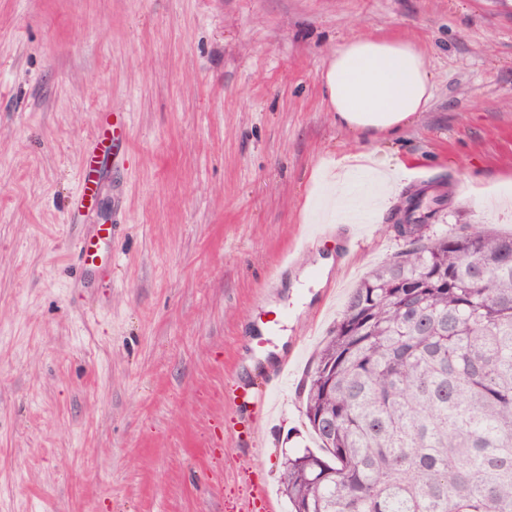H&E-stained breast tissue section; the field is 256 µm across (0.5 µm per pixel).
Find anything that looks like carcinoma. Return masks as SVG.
I'll list each match as a JSON object with an SVG mask.
<instances>
[{
    "label": "carcinoma",
    "instance_id": "carcinoma-1",
    "mask_svg": "<svg viewBox=\"0 0 512 512\" xmlns=\"http://www.w3.org/2000/svg\"><path fill=\"white\" fill-rule=\"evenodd\" d=\"M406 244L349 295L306 374L320 452L285 458L291 512H512V234L480 226ZM446 274L421 314L397 283Z\"/></svg>",
    "mask_w": 512,
    "mask_h": 512
}]
</instances>
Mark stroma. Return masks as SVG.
Masks as SVG:
<instances>
[{
    "instance_id": "stroma-1",
    "label": "stroma",
    "mask_w": 512,
    "mask_h": 512,
    "mask_svg": "<svg viewBox=\"0 0 512 512\" xmlns=\"http://www.w3.org/2000/svg\"><path fill=\"white\" fill-rule=\"evenodd\" d=\"M362 34L416 43L434 84L378 140L322 85ZM102 112L127 144L86 203ZM360 153L406 166L387 208L352 250L319 238L282 266L314 172ZM437 185L432 233L512 232V0H0V512H239L252 485L273 498L254 512H289L311 359L403 250L408 193ZM98 224L117 230L86 266ZM283 330L272 416L252 394Z\"/></svg>"
}]
</instances>
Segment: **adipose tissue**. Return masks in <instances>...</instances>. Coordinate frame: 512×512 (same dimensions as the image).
I'll return each mask as SVG.
<instances>
[{"instance_id":"ef3b65f1","label":"adipose tissue","mask_w":512,"mask_h":512,"mask_svg":"<svg viewBox=\"0 0 512 512\" xmlns=\"http://www.w3.org/2000/svg\"><path fill=\"white\" fill-rule=\"evenodd\" d=\"M329 111L363 133H396L432 98L424 55L409 40L352 37L337 45L322 75Z\"/></svg>"}]
</instances>
